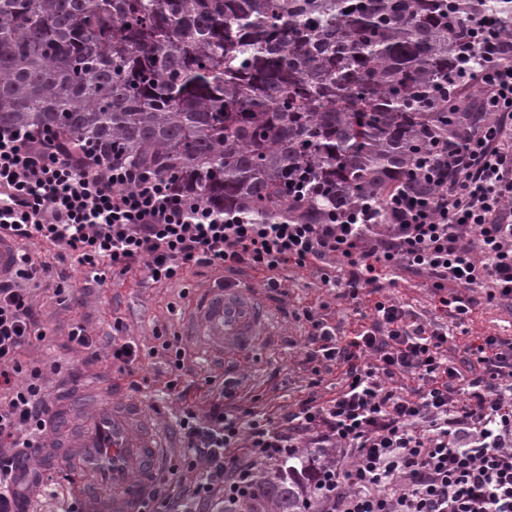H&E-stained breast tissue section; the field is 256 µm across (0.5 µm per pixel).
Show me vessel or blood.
Returning a JSON list of instances; mask_svg holds the SVG:
<instances>
[{"instance_id": "1", "label": "vessel or blood", "mask_w": 512, "mask_h": 512, "mask_svg": "<svg viewBox=\"0 0 512 512\" xmlns=\"http://www.w3.org/2000/svg\"><path fill=\"white\" fill-rule=\"evenodd\" d=\"M272 332V309L258 292L240 282L220 280L196 303L188 333L203 339L209 351L241 354L261 345ZM92 388L66 393L53 422L68 423L77 408L88 411L73 444L77 478L69 488L74 498L96 512H139L152 477L162 466L164 438L140 405L91 402Z\"/></svg>"}]
</instances>
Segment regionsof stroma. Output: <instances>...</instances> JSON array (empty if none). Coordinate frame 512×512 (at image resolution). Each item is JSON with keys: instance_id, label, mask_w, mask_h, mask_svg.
<instances>
[{"instance_id": "1", "label": "stroma", "mask_w": 512, "mask_h": 512, "mask_svg": "<svg viewBox=\"0 0 512 512\" xmlns=\"http://www.w3.org/2000/svg\"><path fill=\"white\" fill-rule=\"evenodd\" d=\"M27 250L34 262L53 265L51 275L25 284L41 334L31 338L19 355L24 368L40 369L43 402L55 405L66 388L89 377L97 378L107 389L116 382L123 385L126 398L142 402L169 430L170 446L164 451L161 480L173 491L191 486L196 477L195 471L183 464L186 450L177 419L186 407L206 413L226 377L232 375L240 381L238 404L259 411H288L310 391L328 397L341 385L338 371L325 370L318 388H311V327L302 311L314 310L341 337L356 328L359 316L351 303L337 298L334 290L322 287L312 271L295 267L281 270L284 291L268 296L275 313L273 336L254 351L226 357L209 353L199 337L182 332L196 296L222 275V268H195L172 280L155 283L136 267L124 274L106 272L104 283L99 284L73 261H56L57 246L36 243L28 245ZM389 294L421 319L439 321L425 276L398 272L397 284ZM118 324L123 327L119 333L114 330ZM79 325L92 337V349L71 340L72 328ZM467 328V335L448 343L451 363L459 362L466 336H512V306L479 304ZM164 336L177 341L185 352L182 386L186 394L182 397L168 388L173 371L170 356L161 347ZM129 340L136 343L140 354L131 376L119 372L112 360L114 343ZM133 380L139 383V390L130 388ZM81 421L82 416L77 413L66 429L44 432L42 446L37 450L43 463L26 472L21 482L29 512H70L72 500L66 493V471L51 443L62 433H76Z\"/></svg>"}]
</instances>
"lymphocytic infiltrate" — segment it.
<instances>
[{"label": "lymphocytic infiltrate", "instance_id": "1", "mask_svg": "<svg viewBox=\"0 0 512 512\" xmlns=\"http://www.w3.org/2000/svg\"><path fill=\"white\" fill-rule=\"evenodd\" d=\"M467 26L462 64L482 93L448 106L482 119L420 162L435 192L390 195L382 224L370 208L324 224H255L174 191L165 176L105 163L81 141L0 129V184L23 198L21 211L0 210L1 236L60 246L97 281L107 267L141 265L164 281L192 268L246 266L275 291L276 271L306 268L339 298L369 308L340 338L304 313L311 361L342 377L330 398L311 396L284 413L220 404L203 416L184 411L179 436L189 466L202 472L186 495L158 488L159 512H203L216 492L237 496L259 466L306 448L334 453L319 473L322 512H512V337L467 339L457 367L447 356L451 328L463 327L478 301L512 303V42L485 38L483 18L469 16ZM400 270L428 277L451 327L419 321L384 296ZM50 271L22 249L0 281V387L15 390L0 407V512H22L18 468L45 430L41 373L17 359L36 321L16 282Z\"/></svg>", "mask_w": 512, "mask_h": 512}]
</instances>
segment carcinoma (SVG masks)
Segmentation results:
<instances>
[{
	"label": "carcinoma",
	"instance_id": "cac0c4a2",
	"mask_svg": "<svg viewBox=\"0 0 512 512\" xmlns=\"http://www.w3.org/2000/svg\"><path fill=\"white\" fill-rule=\"evenodd\" d=\"M471 0H0V127L87 142L226 214L321 224L435 187L415 160L474 120ZM308 453L218 512H319Z\"/></svg>",
	"mask_w": 512,
	"mask_h": 512
}]
</instances>
